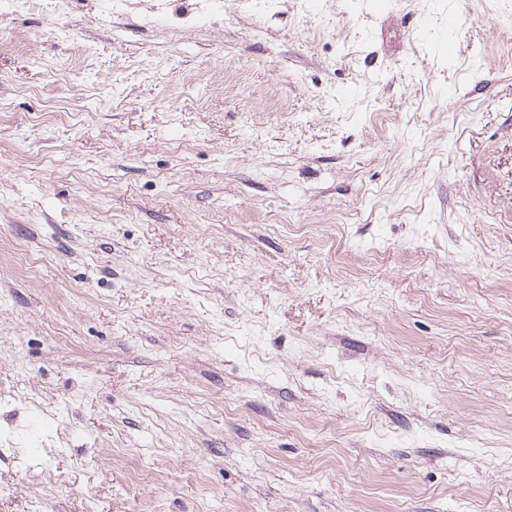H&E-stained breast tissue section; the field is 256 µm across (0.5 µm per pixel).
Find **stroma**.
<instances>
[{
  "instance_id": "35a3bbf8",
  "label": "stroma",
  "mask_w": 512,
  "mask_h": 512,
  "mask_svg": "<svg viewBox=\"0 0 512 512\" xmlns=\"http://www.w3.org/2000/svg\"><path fill=\"white\" fill-rule=\"evenodd\" d=\"M0 512H512V0H0Z\"/></svg>"
}]
</instances>
